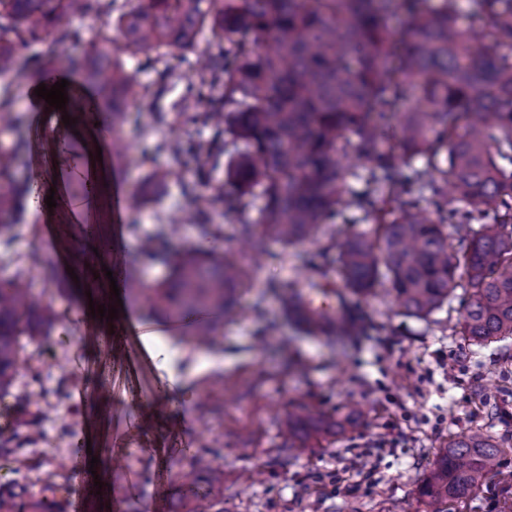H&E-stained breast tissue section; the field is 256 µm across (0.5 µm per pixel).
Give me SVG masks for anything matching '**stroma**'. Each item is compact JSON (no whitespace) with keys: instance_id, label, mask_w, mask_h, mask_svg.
Masks as SVG:
<instances>
[{"instance_id":"stroma-1","label":"stroma","mask_w":512,"mask_h":512,"mask_svg":"<svg viewBox=\"0 0 512 512\" xmlns=\"http://www.w3.org/2000/svg\"><path fill=\"white\" fill-rule=\"evenodd\" d=\"M172 72L155 109L132 113L119 135L127 150L111 158L120 193L134 197L154 174L167 173L163 189L140 207L114 217V202H97L100 238L118 246L113 263L139 255L142 231L168 227L160 248L209 246L191 206V188L172 176L168 143L208 140L213 126L185 124V99L209 111L199 87L200 50ZM28 148L13 164L16 180L52 177L56 155L50 130L25 126ZM370 224L323 225L313 244L268 242L261 267L237 288L230 315H217L218 340L188 341L187 325L149 318L124 302L132 331L109 332L86 319L82 292L67 272L93 250L56 211L53 225L24 229L10 251L27 265L26 281L59 319L49 335L27 344L5 418L10 436L35 429V442L0 448V483L18 481L34 496L56 490L59 512L83 501L84 512H187L181 478L204 449L217 451L224 486L221 512H426L419 495L430 463L452 436L471 429L502 448L500 473L476 491L464 512H512V338L475 345L461 334L471 294L457 289L429 319L404 315L387 282L350 300L360 328L347 336H307L281 312L275 290L304 285L315 273L338 275V234L370 233ZM52 260L53 278L29 267L31 254ZM155 335L173 354L177 380L162 392V371L140 356L141 337ZM360 412L346 423L349 402ZM167 413L146 420L148 403ZM300 414L315 421H345L289 447L283 420ZM87 438L102 457H125L99 488L70 438ZM125 490L115 499L116 490Z\"/></svg>"}]
</instances>
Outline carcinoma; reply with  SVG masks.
<instances>
[{"label":"carcinoma","instance_id":"cac0c4a2","mask_svg":"<svg viewBox=\"0 0 512 512\" xmlns=\"http://www.w3.org/2000/svg\"><path fill=\"white\" fill-rule=\"evenodd\" d=\"M459 0H0V125L21 129L11 88L56 63L94 90L97 110L112 114L113 152L127 148L116 133L128 120L130 97L146 107L156 92L138 93L118 53L162 46H196L209 28L207 64L211 112L188 118L222 124V138L201 141L196 173L224 158L232 191L196 193L206 235L217 201L237 218L261 189L259 220L240 223L253 265L268 238L286 245L315 238L323 224L351 223L343 202L373 224L371 236L339 243L344 289L365 294L389 281L403 314L426 319L457 288L472 290L463 332L478 345L512 336V0H467L462 29ZM114 14L124 42L106 36L77 60L63 48L82 39L77 17ZM403 14L397 35L388 19ZM52 38L38 60L21 48ZM28 147L18 137L0 148V177ZM366 160L344 170L338 156ZM28 189L0 184V244L8 247L23 221ZM459 242H448V228ZM146 235L140 257L156 258L168 276L145 283L138 260L124 271L131 303L152 315L181 320L202 311L230 310L243 271L216 244L182 245L155 255ZM26 269L0 279V399L15 384L22 338L42 336L57 320L53 307L31 301ZM301 288L277 293L288 319L308 335L325 333L318 319L296 315ZM502 449L478 430L456 436L437 457L420 488L428 512H456L485 483ZM215 455L203 452L184 475V495L208 502L223 484ZM56 503L25 504L0 485V512H55Z\"/></svg>","mask_w":512,"mask_h":512}]
</instances>
